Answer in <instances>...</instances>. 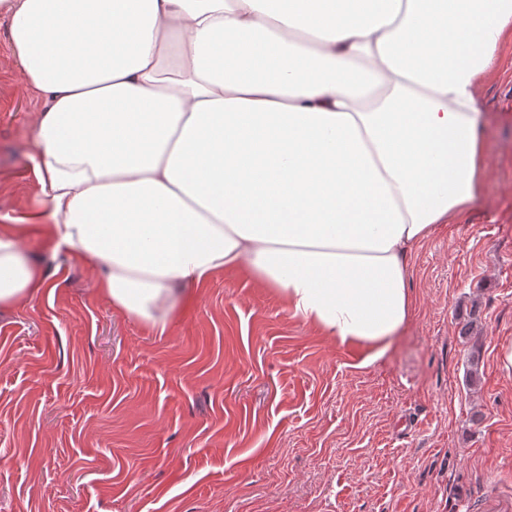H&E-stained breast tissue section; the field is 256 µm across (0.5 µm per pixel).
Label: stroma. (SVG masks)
I'll list each match as a JSON object with an SVG mask.
<instances>
[{
	"mask_svg": "<svg viewBox=\"0 0 512 512\" xmlns=\"http://www.w3.org/2000/svg\"><path fill=\"white\" fill-rule=\"evenodd\" d=\"M22 84L0 18V225L40 198L44 100ZM477 97L480 196L413 252L410 319L373 361L233 272L151 334L74 254L22 235L54 289L0 312V512H465L484 487L512 495V37Z\"/></svg>",
	"mask_w": 512,
	"mask_h": 512,
	"instance_id": "stroma-1",
	"label": "stroma"
}]
</instances>
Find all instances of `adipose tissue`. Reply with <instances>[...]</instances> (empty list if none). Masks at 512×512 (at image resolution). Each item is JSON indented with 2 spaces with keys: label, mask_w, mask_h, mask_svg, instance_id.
<instances>
[{
  "label": "adipose tissue",
  "mask_w": 512,
  "mask_h": 512,
  "mask_svg": "<svg viewBox=\"0 0 512 512\" xmlns=\"http://www.w3.org/2000/svg\"><path fill=\"white\" fill-rule=\"evenodd\" d=\"M0 15L44 99L42 208L0 225V310L49 286L27 228L155 335L189 289L240 271L377 357L412 312L411 254L479 196L476 87L512 33V0H0Z\"/></svg>",
  "instance_id": "obj_1"
}]
</instances>
